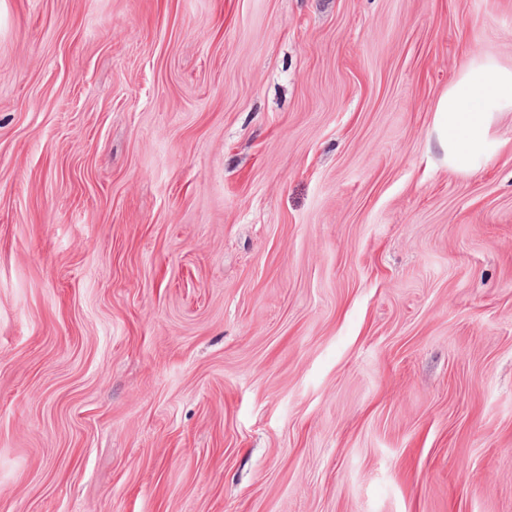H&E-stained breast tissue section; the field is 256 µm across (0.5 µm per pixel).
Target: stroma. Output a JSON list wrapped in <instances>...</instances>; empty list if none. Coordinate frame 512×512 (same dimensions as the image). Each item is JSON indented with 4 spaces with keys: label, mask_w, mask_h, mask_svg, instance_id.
<instances>
[{
    "label": "stroma",
    "mask_w": 512,
    "mask_h": 512,
    "mask_svg": "<svg viewBox=\"0 0 512 512\" xmlns=\"http://www.w3.org/2000/svg\"><path fill=\"white\" fill-rule=\"evenodd\" d=\"M512 0H0V512H512ZM512 110V68L494 58L465 63L435 107L433 132L448 167L469 173L490 160L497 141L491 128L499 112Z\"/></svg>",
    "instance_id": "stroma-1"
}]
</instances>
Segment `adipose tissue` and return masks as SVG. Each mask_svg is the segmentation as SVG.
<instances>
[{"instance_id": "obj_1", "label": "adipose tissue", "mask_w": 512, "mask_h": 512, "mask_svg": "<svg viewBox=\"0 0 512 512\" xmlns=\"http://www.w3.org/2000/svg\"><path fill=\"white\" fill-rule=\"evenodd\" d=\"M512 110V68L490 57L465 63L435 107L433 132L450 169L469 173L490 160L498 113Z\"/></svg>"}]
</instances>
